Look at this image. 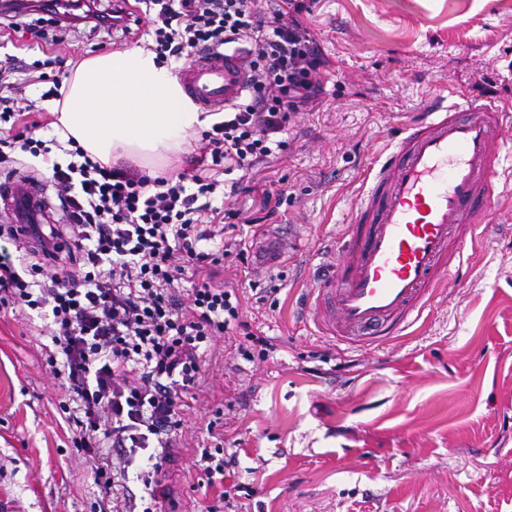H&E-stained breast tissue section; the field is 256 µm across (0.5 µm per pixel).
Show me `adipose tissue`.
<instances>
[{
  "mask_svg": "<svg viewBox=\"0 0 512 512\" xmlns=\"http://www.w3.org/2000/svg\"><path fill=\"white\" fill-rule=\"evenodd\" d=\"M53 127L73 138L91 161L130 156L157 176L191 139L218 122L201 116L154 52L135 46L82 59L63 78Z\"/></svg>",
  "mask_w": 512,
  "mask_h": 512,
  "instance_id": "1",
  "label": "adipose tissue"
}]
</instances>
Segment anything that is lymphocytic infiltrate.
Returning a JSON list of instances; mask_svg holds the SVG:
<instances>
[{
    "label": "lymphocytic infiltrate",
    "instance_id": "1",
    "mask_svg": "<svg viewBox=\"0 0 512 512\" xmlns=\"http://www.w3.org/2000/svg\"><path fill=\"white\" fill-rule=\"evenodd\" d=\"M144 15L89 0H44L64 24L130 37L148 20L159 63L186 61L244 45L249 95L223 109L201 134L192 169L150 176L120 161L92 162L81 146L65 162L34 138L18 96L43 76L10 81L0 64V149L41 160L64 223L0 225V308L40 320L52 349L47 363L66 390L59 408L77 451L94 460L93 481L106 512H165L164 486L175 435L192 405L203 357L216 338L239 326L241 295L221 280L227 258L243 254L222 225L235 213L216 206L220 175L249 172L285 151L291 113L328 79L327 61L300 15V0H141ZM192 287H182L185 275ZM197 464L219 493L205 512H248L222 485L235 457L202 448ZM137 479L140 495L129 494Z\"/></svg>",
    "mask_w": 512,
    "mask_h": 512
}]
</instances>
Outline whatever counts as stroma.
I'll return each instance as SVG.
<instances>
[{"label":"stroma","instance_id":"1","mask_svg":"<svg viewBox=\"0 0 512 512\" xmlns=\"http://www.w3.org/2000/svg\"><path fill=\"white\" fill-rule=\"evenodd\" d=\"M303 23L330 79L288 124L287 151L257 164L225 206L282 238L273 266L233 260L224 279L257 272L280 286L243 299L241 319L272 345L244 359L242 330L218 338L198 401L176 441L173 512H204L216 492L200 448L236 453L231 496L251 512H512V176L461 272L437 288L418 323L386 344L320 334L303 300L331 264L365 179L391 138L436 96L512 111V0H302ZM0 60L32 64L47 13L21 15ZM107 34H67L47 75L132 47ZM283 191L264 205L263 190ZM46 337L0 317V512H92L91 462L60 426L65 395Z\"/></svg>","mask_w":512,"mask_h":512}]
</instances>
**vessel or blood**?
Masks as SVG:
<instances>
[{"label": "vessel or blood", "instance_id": "vessel-or-blood-1", "mask_svg": "<svg viewBox=\"0 0 512 512\" xmlns=\"http://www.w3.org/2000/svg\"><path fill=\"white\" fill-rule=\"evenodd\" d=\"M186 96L205 111L248 89L239 54L198 55L182 69ZM512 157V114L492 102H438L394 137L371 169L340 257L309 288L315 326L339 340L379 343L421 316L440 280L463 264V244L485 224ZM44 195L0 179L17 224H35Z\"/></svg>", "mask_w": 512, "mask_h": 512}]
</instances>
